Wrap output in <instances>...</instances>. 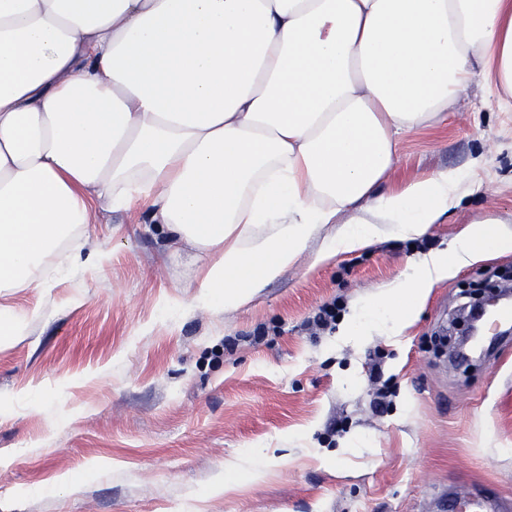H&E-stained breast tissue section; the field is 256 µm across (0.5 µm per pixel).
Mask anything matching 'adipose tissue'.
Instances as JSON below:
<instances>
[{
	"label": "adipose tissue",
	"mask_w": 512,
	"mask_h": 512,
	"mask_svg": "<svg viewBox=\"0 0 512 512\" xmlns=\"http://www.w3.org/2000/svg\"><path fill=\"white\" fill-rule=\"evenodd\" d=\"M478 81L512 112V0H0V339L47 316L19 289L110 262L96 208L147 206L193 253V304L227 312L303 256L422 237L463 177L376 187L401 138L447 126ZM510 249L472 221L344 335H402L437 282Z\"/></svg>",
	"instance_id": "1"
}]
</instances>
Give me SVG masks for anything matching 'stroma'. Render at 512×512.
I'll use <instances>...</instances> for the list:
<instances>
[{
  "mask_svg": "<svg viewBox=\"0 0 512 512\" xmlns=\"http://www.w3.org/2000/svg\"><path fill=\"white\" fill-rule=\"evenodd\" d=\"M439 170L471 184L428 235L300 260L227 313L168 309L195 266L146 208L94 214L110 263L13 297L51 315L0 348V512H437L460 487L512 502V340L470 368L446 343L463 286L512 272V251L437 283L403 335L301 329L336 298L357 318L476 217L512 234V112L481 86L447 127L405 135L377 190Z\"/></svg>",
  "mask_w": 512,
  "mask_h": 512,
  "instance_id": "stroma-1",
  "label": "stroma"
}]
</instances>
